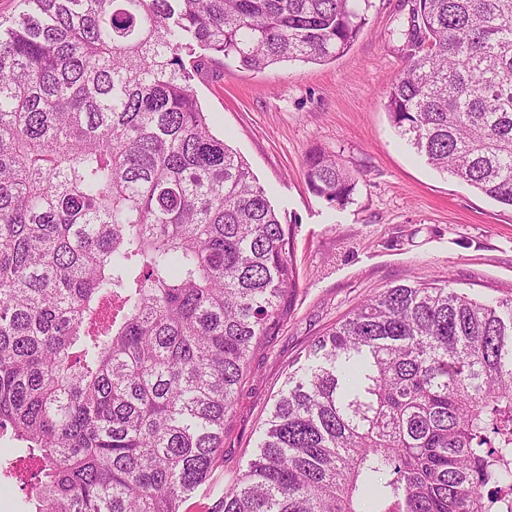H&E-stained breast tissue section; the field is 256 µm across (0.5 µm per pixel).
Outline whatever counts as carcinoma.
<instances>
[{"label":"carcinoma","mask_w":512,"mask_h":512,"mask_svg":"<svg viewBox=\"0 0 512 512\" xmlns=\"http://www.w3.org/2000/svg\"><path fill=\"white\" fill-rule=\"evenodd\" d=\"M0 21V477L21 512H180L297 288L290 225L212 132L196 48L336 58L370 0H22ZM385 93L434 169L512 206V0H417ZM313 192L352 200L332 156ZM215 512H512V298L384 288L288 374Z\"/></svg>","instance_id":"carcinoma-1"}]
</instances>
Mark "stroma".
<instances>
[{"label":"stroma","instance_id":"35a3bbf8","mask_svg":"<svg viewBox=\"0 0 512 512\" xmlns=\"http://www.w3.org/2000/svg\"><path fill=\"white\" fill-rule=\"evenodd\" d=\"M371 2L367 29L335 60L258 73L209 60L194 81L213 130L291 224L298 284L284 320L252 351L222 450L182 512H214L225 484L246 470L290 363L361 301L433 279L486 302L512 296V207L434 170L384 107L405 64L415 0ZM314 149L354 174L351 203L312 192L305 158Z\"/></svg>","mask_w":512,"mask_h":512}]
</instances>
